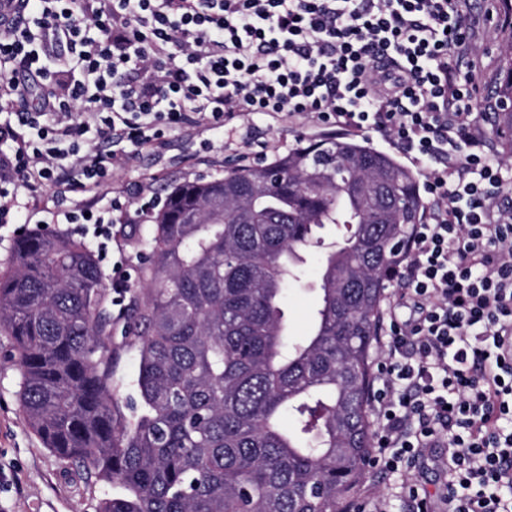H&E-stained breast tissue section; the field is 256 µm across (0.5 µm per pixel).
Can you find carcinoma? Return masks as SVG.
I'll return each mask as SVG.
<instances>
[{
	"instance_id": "1",
	"label": "carcinoma",
	"mask_w": 512,
	"mask_h": 512,
	"mask_svg": "<svg viewBox=\"0 0 512 512\" xmlns=\"http://www.w3.org/2000/svg\"><path fill=\"white\" fill-rule=\"evenodd\" d=\"M495 95L512 101V55ZM423 210L415 174L353 138L170 186L126 311L139 358L129 416L94 252L27 234L0 270V335L29 427L117 489L96 512H339L371 448L385 282ZM328 225L342 242H325ZM313 246L319 303L293 339L284 290Z\"/></svg>"
}]
</instances>
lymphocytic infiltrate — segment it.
<instances>
[{
	"instance_id": "obj_1",
	"label": "lymphocytic infiltrate",
	"mask_w": 512,
	"mask_h": 512,
	"mask_svg": "<svg viewBox=\"0 0 512 512\" xmlns=\"http://www.w3.org/2000/svg\"><path fill=\"white\" fill-rule=\"evenodd\" d=\"M461 0H7L0 11V224L111 239L98 197L134 155L244 113L388 136L429 207L393 269L371 465L443 442L448 512H512V213L477 128Z\"/></svg>"
}]
</instances>
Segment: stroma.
I'll return each mask as SVG.
<instances>
[{"label": "stroma", "instance_id": "stroma-1", "mask_svg": "<svg viewBox=\"0 0 512 512\" xmlns=\"http://www.w3.org/2000/svg\"><path fill=\"white\" fill-rule=\"evenodd\" d=\"M498 0H466L465 20L476 48L475 62L482 86H490L502 65L506 44L501 29L489 18ZM328 128L298 122L285 116H252L240 127L236 149L226 148L220 133L185 130L172 136L155 151L137 155L122 171L119 188L129 196L138 191L162 195L167 184L223 174L225 166L241 160V148L264 144L267 157L285 154L297 140H317L329 136ZM211 139V152L200 149L202 139ZM151 223L117 224L112 246L99 265L111 276L114 264L135 271L142 241L149 237ZM316 266H309L307 278L290 287L285 298L288 333L301 337L318 296L315 292ZM11 342L0 335V512H95L101 497L110 490L105 483L88 484L86 470L59 461L26 423L19 402V372L8 358ZM447 449L429 448L417 468L385 471L367 468L354 491V506L370 512L376 498L389 502L390 512H412L411 501L402 485L414 482L431 496L443 493L444 475L438 466Z\"/></svg>", "mask_w": 512, "mask_h": 512}]
</instances>
